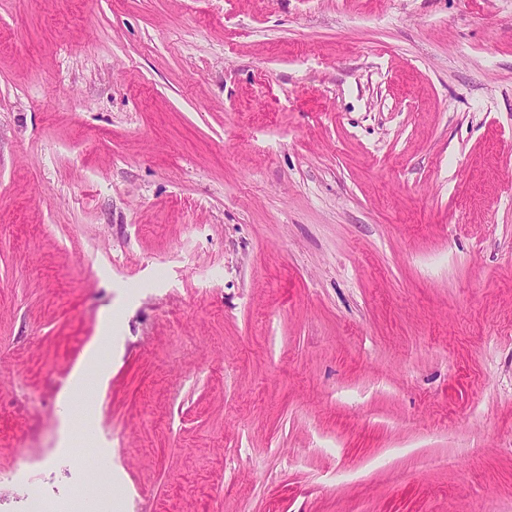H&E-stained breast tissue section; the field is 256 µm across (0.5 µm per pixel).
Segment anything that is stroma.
I'll return each instance as SVG.
<instances>
[{"instance_id": "1", "label": "stroma", "mask_w": 512, "mask_h": 512, "mask_svg": "<svg viewBox=\"0 0 512 512\" xmlns=\"http://www.w3.org/2000/svg\"><path fill=\"white\" fill-rule=\"evenodd\" d=\"M95 464L512 512V0H0V486Z\"/></svg>"}]
</instances>
